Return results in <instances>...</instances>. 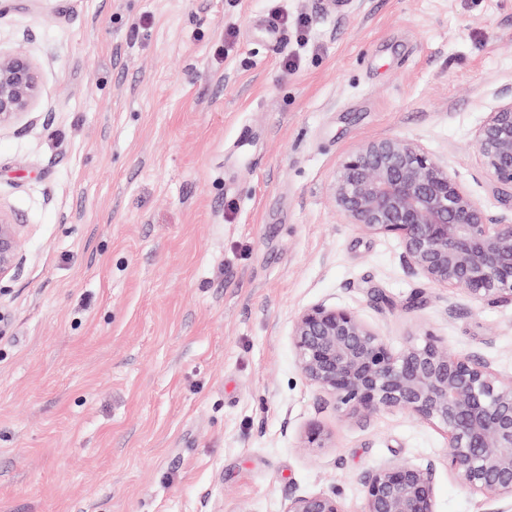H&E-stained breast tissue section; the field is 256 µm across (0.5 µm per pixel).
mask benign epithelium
Returning <instances> with one entry per match:
<instances>
[{
    "label": "benign epithelium",
    "mask_w": 512,
    "mask_h": 512,
    "mask_svg": "<svg viewBox=\"0 0 512 512\" xmlns=\"http://www.w3.org/2000/svg\"><path fill=\"white\" fill-rule=\"evenodd\" d=\"M40 91L36 64L0 53V129L27 114ZM474 133L473 148L506 213L492 216L444 164L402 139L372 140L346 156L332 186L336 210L365 233L398 238L404 270L471 300L512 303V86ZM20 225L0 209V281L22 261ZM291 344L302 376L340 411L400 412L442 430L440 463L479 496L480 512H512V377L476 352H450L434 335L393 349L355 311L318 303L298 313ZM317 425L304 448H324ZM387 459L361 477L359 512H437V472ZM284 512H349L337 493L297 495Z\"/></svg>",
    "instance_id": "benign-epithelium-1"
}]
</instances>
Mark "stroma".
Returning a JSON list of instances; mask_svg holds the SVG:
<instances>
[{
  "label": "stroma",
  "mask_w": 512,
  "mask_h": 512,
  "mask_svg": "<svg viewBox=\"0 0 512 512\" xmlns=\"http://www.w3.org/2000/svg\"><path fill=\"white\" fill-rule=\"evenodd\" d=\"M19 47L41 89L0 129L24 256L0 280V512L333 491L358 512L375 464L443 459V431L336 411L303 378L291 328L318 303L512 376V304L407 274L331 201L348 153L400 138L502 212L471 141L512 83V0H0ZM313 424L328 447H301ZM437 510L479 498L442 467Z\"/></svg>",
  "instance_id": "obj_1"
}]
</instances>
